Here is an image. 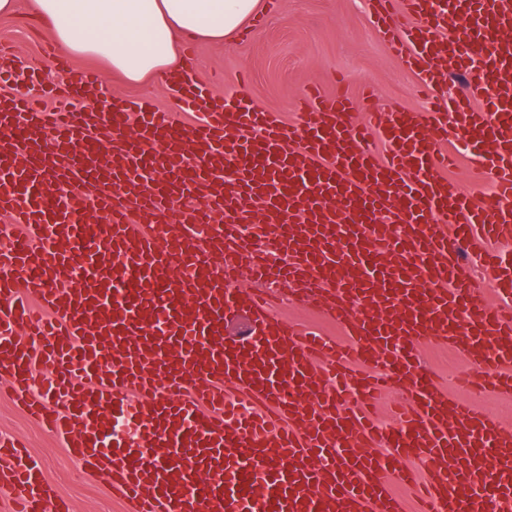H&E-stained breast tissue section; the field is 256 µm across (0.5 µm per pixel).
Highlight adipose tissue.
<instances>
[{"instance_id":"obj_1","label":"adipose tissue","mask_w":512,"mask_h":512,"mask_svg":"<svg viewBox=\"0 0 512 512\" xmlns=\"http://www.w3.org/2000/svg\"><path fill=\"white\" fill-rule=\"evenodd\" d=\"M33 6L66 53L102 59L138 83L168 78L181 67L179 37L235 39L260 0H33Z\"/></svg>"}]
</instances>
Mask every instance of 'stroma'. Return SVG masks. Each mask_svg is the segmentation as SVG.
Instances as JSON below:
<instances>
[{"label":"stroma","mask_w":512,"mask_h":512,"mask_svg":"<svg viewBox=\"0 0 512 512\" xmlns=\"http://www.w3.org/2000/svg\"><path fill=\"white\" fill-rule=\"evenodd\" d=\"M1 41L14 46L24 68L52 72L54 59L47 52L52 41L33 17L30 0H17L14 15L0 18ZM192 47L197 77L208 88L211 99L220 100L241 91L256 107L278 113L287 123L296 121V101L310 83L320 85L329 94L343 90L355 97L369 88L385 108L422 105L417 77L390 53L366 10L365 0H280L277 12L249 37L221 45L196 40ZM69 63L77 70L99 72L109 95L149 96L162 108L174 106L167 82L125 83L106 72L103 62L94 57H73ZM464 141L460 126L450 125L446 148L456 152L457 161L448 174L472 197L490 194L491 185L473 175V160L462 149ZM275 291L280 298L277 314L281 319L321 336L342 339L340 327L299 303L289 286L277 285ZM417 349L439 388L457 394L455 378L468 367L464 358L436 338L420 341ZM2 434L25 441L27 455L42 467L74 512H127L123 502L113 499L106 474L80 468L60 438L36 423L5 387H0Z\"/></svg>","instance_id":"1"}]
</instances>
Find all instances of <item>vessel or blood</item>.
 I'll return each mask as SVG.
<instances>
[{
	"label": "vessel or blood",
	"instance_id": "vessel-or-blood-1",
	"mask_svg": "<svg viewBox=\"0 0 512 512\" xmlns=\"http://www.w3.org/2000/svg\"><path fill=\"white\" fill-rule=\"evenodd\" d=\"M367 4L425 109L359 121L316 86L293 124L243 95L205 109L189 59L172 110L85 111L103 85L64 59V81L36 78L52 109L0 95V217L18 227L0 248V372L84 467L110 466L128 512H404L395 484L418 512H512V426L441 393L416 350L439 338L470 366L461 388L512 392V0ZM401 10L415 25L395 27ZM447 71L462 97L440 95ZM452 118L494 183L481 200L444 172ZM468 250L500 304L478 296ZM275 280L345 342L279 319ZM241 310L247 339L225 337ZM400 380L409 402L377 426ZM0 481L21 491L12 512H69L19 441L0 437Z\"/></svg>",
	"mask_w": 512,
	"mask_h": 512
}]
</instances>
